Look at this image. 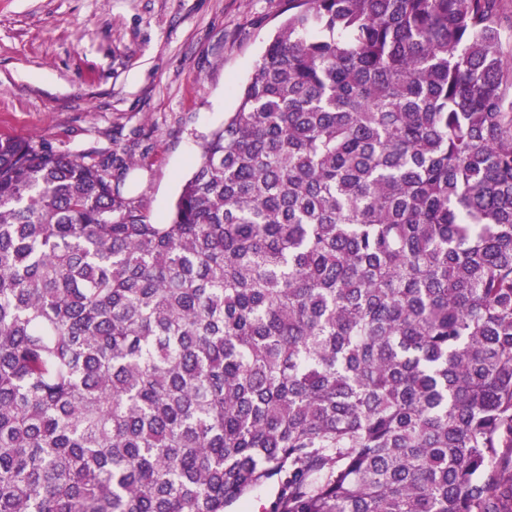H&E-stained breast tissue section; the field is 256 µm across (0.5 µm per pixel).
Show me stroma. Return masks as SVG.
I'll return each instance as SVG.
<instances>
[{
  "label": "stroma",
  "mask_w": 512,
  "mask_h": 512,
  "mask_svg": "<svg viewBox=\"0 0 512 512\" xmlns=\"http://www.w3.org/2000/svg\"><path fill=\"white\" fill-rule=\"evenodd\" d=\"M288 0H0V138L99 161L163 222Z\"/></svg>",
  "instance_id": "1"
}]
</instances>
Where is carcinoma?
<instances>
[{"mask_svg": "<svg viewBox=\"0 0 512 512\" xmlns=\"http://www.w3.org/2000/svg\"><path fill=\"white\" fill-rule=\"evenodd\" d=\"M288 4L162 223L0 139V512H512V11ZM275 492V487L273 491L267 485L263 486L245 500L236 504L229 512H267Z\"/></svg>", "mask_w": 512, "mask_h": 512, "instance_id": "cac0c4a2", "label": "carcinoma"}]
</instances>
